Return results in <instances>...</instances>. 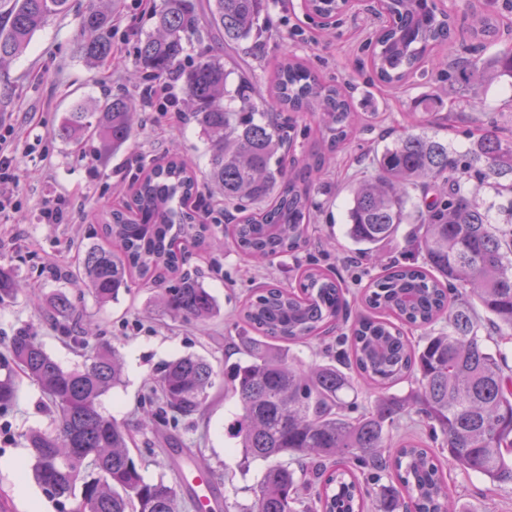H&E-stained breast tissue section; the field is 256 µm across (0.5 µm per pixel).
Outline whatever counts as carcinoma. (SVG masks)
Wrapping results in <instances>:
<instances>
[{"label": "carcinoma", "mask_w": 512, "mask_h": 512, "mask_svg": "<svg viewBox=\"0 0 512 512\" xmlns=\"http://www.w3.org/2000/svg\"><path fill=\"white\" fill-rule=\"evenodd\" d=\"M70 0H0V65L23 53L34 33L66 13ZM349 0H307V10L332 17ZM399 22L370 42V66L379 81L403 86L426 61L446 74L488 81L512 76V46L494 60L455 53L453 17L436 0H391ZM261 0H162L155 30L137 47L146 78L182 81L189 119L200 127L210 154L200 182L184 156L155 160L131 186L130 200L102 212V229L118 244L114 253L90 246L81 277L104 306L129 291L138 276L155 283L171 276L159 307L172 319L206 322L217 313L199 276L184 269L188 251L210 231L206 200L224 203V239L241 255L271 260L306 246L317 215L312 192L321 178L323 147L339 148L354 133L349 96L327 84L297 58L283 54L274 93L265 99L241 74L239 108L224 106L230 72L221 55L202 48L183 67L201 28L232 49L260 33ZM112 0H88L78 13L81 52L99 65L112 57ZM498 19L482 11L471 33L489 37ZM142 101L125 96L79 103L54 130L65 141L89 139L94 154L118 153L132 138ZM317 117V146L299 167L288 163L298 131L288 112ZM376 175L352 186L347 234L355 257L371 255L381 274L361 301L368 313L351 316L336 274L310 265L298 289L262 285L244 303V328L228 370L241 411L228 433L241 464L270 459L249 512H458L447 470L477 474L499 486L512 484V369L500 352L512 340V140L493 128L464 152L434 133L406 131L372 155ZM483 187L504 202L480 199ZM416 213L412 245L423 263L385 256L379 246L397 237ZM497 210L504 223L491 222ZM25 284L0 267V304L16 299ZM82 309L66 293L49 299L48 318L67 330ZM444 321L448 328L435 331ZM421 331L414 341L404 328ZM311 339L334 349L328 362L302 365L290 346ZM83 350L82 369L68 371L37 336L20 329L0 354V408L17 398L16 379L34 382L54 417L49 431L24 436L34 479L54 499H74L81 512H178V490L148 481L131 455L127 431L99 410L100 397L121 383L122 363L108 345ZM217 373L203 357L165 363L148 390L147 417L155 424L203 411ZM417 384L408 395L392 388ZM373 391V404L346 400L358 382ZM419 416L428 439L394 438L407 415ZM448 452V467L430 443Z\"/></svg>", "instance_id": "obj_1"}]
</instances>
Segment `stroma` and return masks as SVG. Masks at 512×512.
<instances>
[{"label": "stroma", "instance_id": "stroma-1", "mask_svg": "<svg viewBox=\"0 0 512 512\" xmlns=\"http://www.w3.org/2000/svg\"><path fill=\"white\" fill-rule=\"evenodd\" d=\"M446 2L455 14L456 43H469L471 15L486 8L498 15L500 31L497 42L487 46L485 59H492L499 45L512 44V0ZM85 3L72 0L71 12L50 20L34 34L27 50L0 71V119L13 124L18 141V182L5 187L17 208L11 223H0V265L14 268L29 287L14 302L0 305V352L17 329L26 328L64 369L80 367L83 359L78 350L46 316L48 299L56 292L81 299L88 343L113 346L123 357V382L101 397L100 407L104 415L129 429L130 450L141 460L145 477L177 484L169 457L192 461L207 472L230 512H244L266 465L255 462L247 469L239 465L240 455L226 432L228 422L240 411L229 385L211 390L202 414L157 430L140 423L148 378L163 363L187 353L222 370L236 358L232 342L239 333L237 314L250 289L269 279L282 286L294 284L299 266L306 263L336 268L351 293L360 294L377 270L367 260L350 263L351 244L343 228L349 188L373 175L374 150L383 147L385 137L419 122L432 124L439 137L458 150L492 127L512 138V78L502 76L480 85L455 77L443 81L429 71L414 75L402 87H388L374 79L368 60V39L383 20L366 8L364 0H353L329 30L304 10L302 0H263L261 37L226 56L227 68L250 74L265 91L273 63L282 54L309 61L323 80L346 87L356 129L348 145L326 154V168L313 194L318 222L309 244L297 256L249 263L225 245L219 230L194 250L186 268L211 289L220 308L206 324L196 325L157 315L155 287L133 286L118 302L103 307L81 294L79 270L86 248L93 243L99 210L121 204L120 191L137 173V160L157 159L177 149L196 163L198 173L207 169L204 141L182 113L142 109L132 140L100 168L78 145L54 137L61 117L75 104L105 95L135 96L144 86L131 76L136 45L153 29V11L161 0H120L113 15L117 34L112 59L98 67L89 65L80 49L77 12ZM46 200L67 212V223H45L40 207ZM49 259L56 261L57 272L46 267ZM52 426L39 388L21 379L16 401L0 409V458L18 455L22 467H30L24 433ZM450 477L466 512H512V489L455 470Z\"/></svg>", "mask_w": 512, "mask_h": 512}]
</instances>
